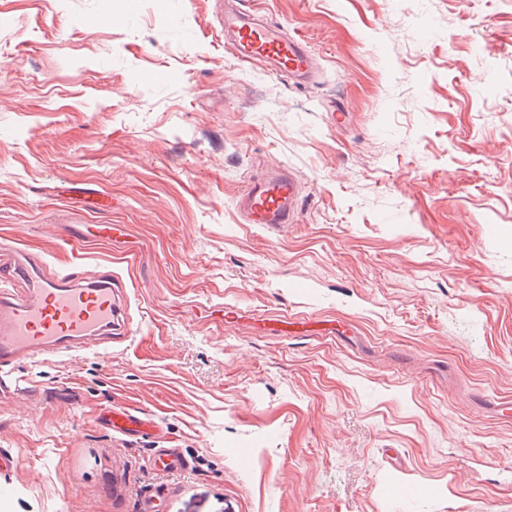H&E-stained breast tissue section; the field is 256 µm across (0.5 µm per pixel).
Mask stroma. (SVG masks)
Wrapping results in <instances>:
<instances>
[{"mask_svg": "<svg viewBox=\"0 0 512 512\" xmlns=\"http://www.w3.org/2000/svg\"><path fill=\"white\" fill-rule=\"evenodd\" d=\"M244 2L313 81L228 53L222 0H0V239L124 289L17 366L0 512H512V0ZM278 165L295 222L241 223ZM70 228L67 241L72 247L81 246L90 237L107 242L112 240L120 231L119 225L112 224H75L70 226ZM105 424L113 434L131 435L145 428L155 427V422L128 410H112L104 418ZM153 462L160 470L184 469L188 466V462L180 455L177 448L157 449Z\"/></svg>", "mask_w": 512, "mask_h": 512, "instance_id": "obj_1", "label": "stroma"}]
</instances>
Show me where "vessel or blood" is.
Returning <instances> with one entry per match:
<instances>
[{
  "label": "vessel or blood",
  "mask_w": 512,
  "mask_h": 512,
  "mask_svg": "<svg viewBox=\"0 0 512 512\" xmlns=\"http://www.w3.org/2000/svg\"><path fill=\"white\" fill-rule=\"evenodd\" d=\"M224 36L231 52L243 62L265 66L271 74L309 79L314 59L302 38L285 34L280 25L256 12L224 4ZM297 180L277 169L250 180L239 198L243 223L277 230L294 223ZM112 224L72 226L67 240L78 247L94 237L110 241L118 233ZM119 314L112 269L73 264L64 274L46 271L42 258L0 247V397L11 392V373L21 363L88 345L96 336L112 333ZM112 433L130 435L151 427V419L127 410L105 417Z\"/></svg>",
  "instance_id": "vessel-or-blood-1"
}]
</instances>
